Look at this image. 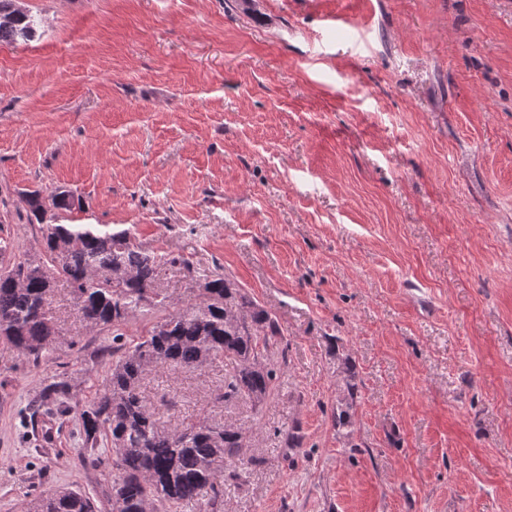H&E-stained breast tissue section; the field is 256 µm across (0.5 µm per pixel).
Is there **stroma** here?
<instances>
[{"label": "stroma", "instance_id": "stroma-1", "mask_svg": "<svg viewBox=\"0 0 512 512\" xmlns=\"http://www.w3.org/2000/svg\"><path fill=\"white\" fill-rule=\"evenodd\" d=\"M15 4L41 24L0 44L6 263L42 255L23 192L65 190L279 325L259 405L215 400L226 360L141 382L172 423L250 427L227 512H512V0ZM56 319L39 364L0 340V512L112 484L81 461L112 334L62 283ZM62 372L68 415L28 421Z\"/></svg>", "mask_w": 512, "mask_h": 512}]
</instances>
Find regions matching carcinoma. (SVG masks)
Instances as JSON below:
<instances>
[{
	"label": "carcinoma",
	"instance_id": "1",
	"mask_svg": "<svg viewBox=\"0 0 512 512\" xmlns=\"http://www.w3.org/2000/svg\"><path fill=\"white\" fill-rule=\"evenodd\" d=\"M36 17L0 0V44L29 41ZM41 261L27 258L0 270V339L20 356L39 363L55 336L54 283L68 282L88 326L112 330V367L103 392L81 413L83 444L95 466L100 436L112 446L109 512H191L206 500L209 512H224V488L245 482L241 458L246 429L198 416L172 426L138 392L155 368L202 369L220 359L234 362L217 390L226 403L265 401L277 370L272 349L278 323L223 273L193 275L198 302L181 305L158 288L159 272L179 259L131 242L126 232L95 224L42 225ZM173 312L138 341H124L120 326L148 304ZM66 374L45 386L40 400L67 395ZM29 512H99L96 500L76 489L40 497Z\"/></svg>",
	"mask_w": 512,
	"mask_h": 512
}]
</instances>
